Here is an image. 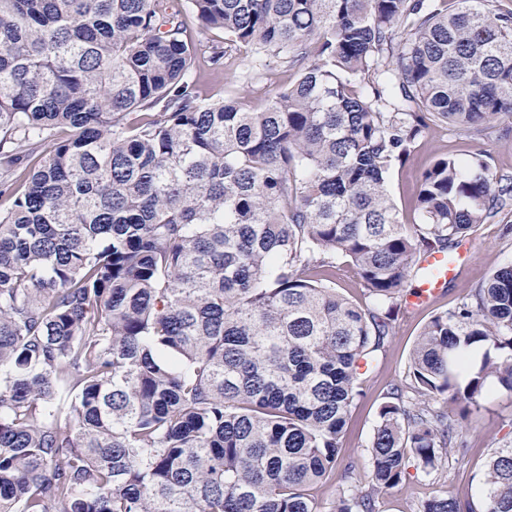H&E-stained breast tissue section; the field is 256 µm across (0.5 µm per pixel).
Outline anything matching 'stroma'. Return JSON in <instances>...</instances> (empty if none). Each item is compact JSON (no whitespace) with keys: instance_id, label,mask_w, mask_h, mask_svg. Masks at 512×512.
<instances>
[{"instance_id":"35a3bbf8","label":"stroma","mask_w":512,"mask_h":512,"mask_svg":"<svg viewBox=\"0 0 512 512\" xmlns=\"http://www.w3.org/2000/svg\"><path fill=\"white\" fill-rule=\"evenodd\" d=\"M250 59L249 49L230 44L226 47L223 71H213L206 61H198L193 80L201 97L212 100L236 97L247 108L259 110L264 107L267 95L294 78L293 72L277 61L262 73H255ZM479 149L485 150L493 170L512 175V119L503 120L483 135L466 133L447 124L432 127L409 159L390 170L387 189L402 222L413 225L420 221L415 197L425 169L439 157L453 154L465 158ZM462 245L468 257L456 278L430 304L398 313L393 336L365 376L362 394L340 441L342 460L354 465L361 484L370 481L368 449L378 423L379 408L392 388L404 384L413 345L425 325L436 314L453 309L470 297L496 269L512 265V213L503 212L493 222L476 226ZM326 283L362 307L373 304L356 270L343 257L334 258ZM462 441L465 457L460 460L449 456L445 479L433 481L410 474L379 497L375 512H417L422 500L441 492L481 507L486 463L495 448L512 444V392L490 384L488 394L471 407L463 422Z\"/></svg>"}]
</instances>
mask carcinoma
Wrapping results in <instances>:
<instances>
[{"label": "carcinoma", "instance_id": "cac0c4a2", "mask_svg": "<svg viewBox=\"0 0 512 512\" xmlns=\"http://www.w3.org/2000/svg\"><path fill=\"white\" fill-rule=\"evenodd\" d=\"M487 0H0V512H375L443 475L466 406L512 392V266L423 328L378 412L371 483L340 439L417 251L512 209L479 151L387 191L436 122L512 118V10ZM298 78L257 112L188 82L190 20ZM350 259L376 308L322 283ZM492 345L480 365L478 347ZM512 512V445L482 508Z\"/></svg>", "mask_w": 512, "mask_h": 512}]
</instances>
